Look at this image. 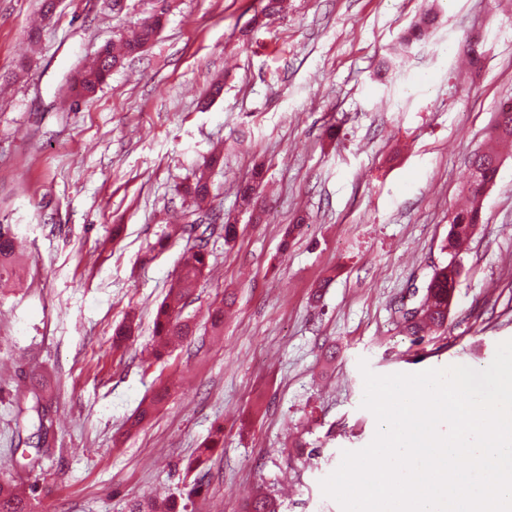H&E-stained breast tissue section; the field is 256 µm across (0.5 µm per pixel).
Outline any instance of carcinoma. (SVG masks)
I'll return each instance as SVG.
<instances>
[{
	"mask_svg": "<svg viewBox=\"0 0 512 512\" xmlns=\"http://www.w3.org/2000/svg\"><path fill=\"white\" fill-rule=\"evenodd\" d=\"M162 25V15L155 14L145 20L137 29L129 33L122 41V50L114 51L112 43L105 44V53L95 57L72 76L71 84L77 90L81 100L92 99L100 87L118 68L127 56L134 55L154 39ZM490 145L471 159V176L467 187V202L452 213L449 219L448 240L444 249L453 253L466 243L474 234L480 221L483 195L496 178L499 164L497 145L512 141V105L499 113V120L489 133ZM264 177L263 166L253 168L249 180L239 186L238 196L241 207L248 210L253 206L254 194ZM210 196L208 179L199 175L183 187V197L190 198L191 205L183 211V223L169 225L155 242L163 249L174 237L191 235V229L202 214L209 213L207 207ZM190 254L181 266L175 279L156 309L153 320V350L160 359L173 348L182 345L192 336L190 324L182 318V312L192 289L203 276L208 267L207 240L196 239L189 248ZM26 271V259L18 251L14 238L0 232V283L16 280ZM460 277V265L456 259L436 268L427 283L425 293L419 302L422 311L414 323L407 328L410 335L420 334L430 328H440L448 318V308L452 306L455 289ZM165 397V391L156 392L152 398L143 403L138 414L131 421L129 429L138 428L150 419ZM30 410L37 417L39 436H47L48 407L36 399ZM0 512H34L31 500L16 492L11 480L0 481ZM130 512H177L170 502L159 504L153 500L146 503L137 502ZM241 512H281V503L270 495H259L242 507Z\"/></svg>",
	"mask_w": 512,
	"mask_h": 512,
	"instance_id": "1",
	"label": "carcinoma"
}]
</instances>
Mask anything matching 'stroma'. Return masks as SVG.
I'll return each instance as SVG.
<instances>
[{
    "label": "stroma",
    "instance_id": "obj_1",
    "mask_svg": "<svg viewBox=\"0 0 512 512\" xmlns=\"http://www.w3.org/2000/svg\"><path fill=\"white\" fill-rule=\"evenodd\" d=\"M41 3L0 0V228L30 258L0 288V479L36 512H129L193 478L204 491L186 512H240L260 492L283 512H341L320 482L377 430L360 362L379 375L480 367L512 339V148L444 326L416 340L398 313L449 261L470 160L512 100V0H286L270 14L266 0H57L48 19ZM162 6L156 39L75 102L72 74ZM428 12L430 37L401 47ZM216 149L210 205L237 212L238 236H210L183 310L196 333L156 360L154 311L186 242L154 244ZM258 163L255 220L236 191ZM227 294L216 337L208 311ZM36 383L51 397L42 445L19 413ZM160 387L159 410L129 430ZM219 427L222 445L187 473Z\"/></svg>",
    "mask_w": 512,
    "mask_h": 512
}]
</instances>
